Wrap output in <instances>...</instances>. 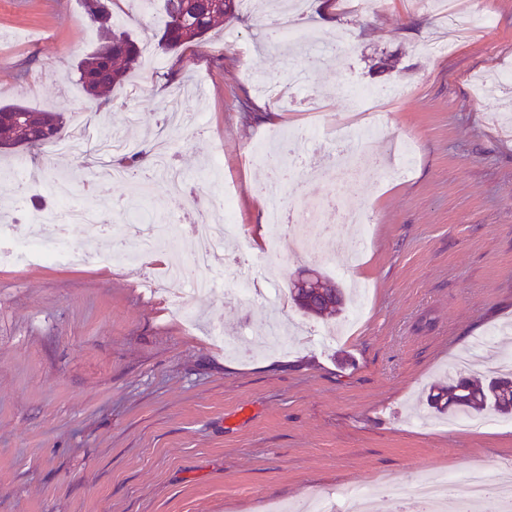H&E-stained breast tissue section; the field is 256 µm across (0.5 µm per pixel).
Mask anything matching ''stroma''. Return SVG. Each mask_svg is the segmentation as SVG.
<instances>
[{"mask_svg": "<svg viewBox=\"0 0 512 512\" xmlns=\"http://www.w3.org/2000/svg\"><path fill=\"white\" fill-rule=\"evenodd\" d=\"M326 2L306 0L303 14L284 19L320 46L344 34L351 41L304 88L289 87L282 105L256 84L289 86V60L306 45L271 46L267 10L166 53L154 41L162 0L142 8L115 0L113 24L145 52L98 110L74 74L99 41L81 0H0L1 103L53 108L68 120L78 109L95 112L147 151L164 134L171 164L199 198L197 218H210V195L228 188L245 228L267 223L257 186L272 178L247 157L271 132L302 131L317 175L281 180L283 207L334 196L370 229L361 236V224L323 213L333 230L317 258L287 238L273 249L249 236L217 245L213 268L251 265L257 279L274 274L275 289L189 293L190 322L170 305L186 283L147 285L162 280L163 261L191 259L199 247L165 178L139 202L127 186L94 179L90 149L46 156L18 147L0 156L71 180V205L116 200L177 228L140 268L85 260L97 243L135 249L137 222L122 239L79 225L60 265L0 267V512H265L271 499L340 501L355 485L373 489L370 512H394L389 487L412 475L460 480L479 466L495 477L512 466V418L452 428L427 405L430 387L447 376H491L496 342L482 352L474 343L512 325V0H475L492 30L475 29L436 54L424 46L439 19L423 0L335 13ZM351 85H395L401 95L373 119L376 165L342 182L336 129L364 125L345 95ZM177 91L199 122L161 130L163 105ZM256 112L275 118L258 122ZM305 269L344 287L366 282L361 319L278 305L276 291ZM274 319L300 333L294 346L239 356L210 334L265 336ZM343 324L342 340L312 335Z\"/></svg>", "mask_w": 512, "mask_h": 512, "instance_id": "1", "label": "stroma"}]
</instances>
